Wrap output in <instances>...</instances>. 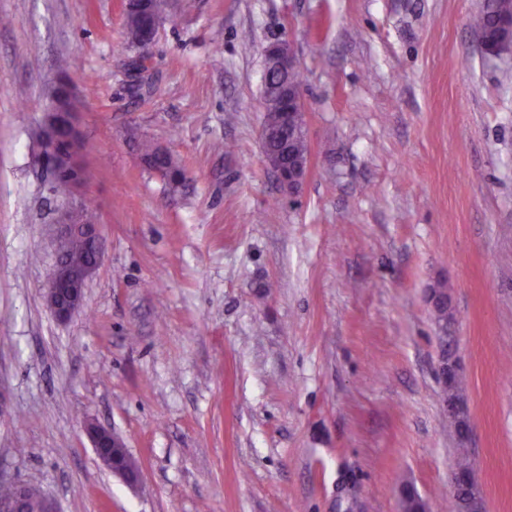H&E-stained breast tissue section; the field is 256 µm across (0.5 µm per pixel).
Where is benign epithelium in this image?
Listing matches in <instances>:
<instances>
[{
	"label": "benign epithelium",
	"instance_id": "1",
	"mask_svg": "<svg viewBox=\"0 0 512 512\" xmlns=\"http://www.w3.org/2000/svg\"><path fill=\"white\" fill-rule=\"evenodd\" d=\"M499 37L495 45L486 46L485 33L475 29V36L485 54L498 57L512 51V23L505 20L498 24ZM266 69L263 85L273 89L280 100L288 104V110L283 112V123L306 127L304 113V97L298 86L288 87V76L299 69L298 61L291 48L284 44L273 43L265 50ZM57 112L47 113V122L62 127L68 134L69 150L66 154L50 155L51 171L58 175L64 169L75 167L80 145L79 130L76 122L75 108L58 103ZM309 155H298L288 160L286 164H270L277 176L281 187L292 194L304 183L308 173ZM85 230L83 200L78 190L65 200L64 208L56 219L57 239H66ZM89 236L93 242V258L81 276H76L70 266L61 258L57 259L54 272L49 281L46 296L48 303L56 316L67 320L80 311L84 305V290L86 281L97 270L103 252L104 239L95 227ZM458 373L448 355H443L438 365V379L443 391L446 392L444 404L448 417L455 421L459 432L469 435L471 432L470 416L466 409L463 394L454 389V381ZM92 448L100 460L113 474L119 476L130 488L141 484V471L132 470L127 465L129 449L121 437L108 427L90 423L86 427ZM13 496L0 503V512H22L21 505L27 495L29 485L24 481L11 483ZM450 496L459 503L460 512H486L482 492L475 479L473 468L461 469L454 467L451 480Z\"/></svg>",
	"mask_w": 512,
	"mask_h": 512
}]
</instances>
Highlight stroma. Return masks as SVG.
Returning a JSON list of instances; mask_svg holds the SVG:
<instances>
[{"label": "stroma", "mask_w": 512, "mask_h": 512, "mask_svg": "<svg viewBox=\"0 0 512 512\" xmlns=\"http://www.w3.org/2000/svg\"><path fill=\"white\" fill-rule=\"evenodd\" d=\"M484 3L166 0L139 50L122 0H0V482L60 512H401L406 486L443 512L463 444L487 512H512V56L481 51ZM273 42L303 80L292 194L259 137ZM64 56L105 240L66 321L46 301L63 202L34 136ZM136 133L183 161L181 193ZM445 351L467 381L463 443ZM89 421L124 439L138 490ZM457 377L458 373L454 362L448 360V353L443 354L438 365V379L443 387V392H446V398L443 402L448 410V417L455 421L459 432L468 436L471 432L470 416L465 406L463 394L460 393L465 391V384L462 378L456 380ZM454 388H458L460 392H457ZM459 432H457L459 440H465ZM92 448L100 460L113 474L118 475L130 488L141 484V471L131 470L127 465L129 449L121 437L108 427L89 423L86 427Z\"/></svg>", "instance_id": "1"}]
</instances>
